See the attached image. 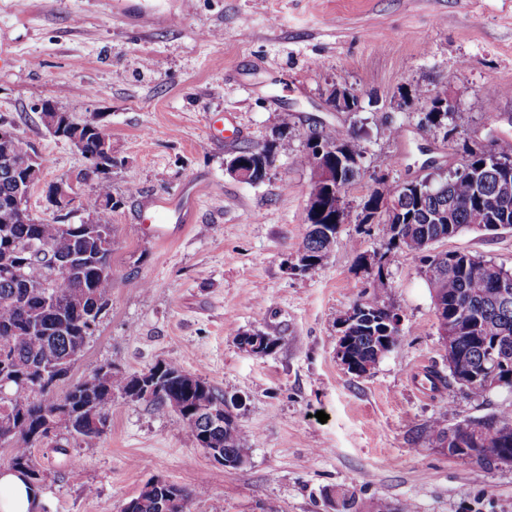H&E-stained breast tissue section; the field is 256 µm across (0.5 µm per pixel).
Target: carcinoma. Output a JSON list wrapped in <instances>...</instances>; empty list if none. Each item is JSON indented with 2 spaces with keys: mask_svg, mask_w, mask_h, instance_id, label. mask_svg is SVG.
I'll return each mask as SVG.
<instances>
[{
  "mask_svg": "<svg viewBox=\"0 0 512 512\" xmlns=\"http://www.w3.org/2000/svg\"><path fill=\"white\" fill-rule=\"evenodd\" d=\"M440 100L438 95L431 99L424 121L449 135L455 130L454 113L439 107ZM322 138L335 147L336 180L354 184L366 154L360 138L326 131ZM84 149L98 157L100 165L112 166V158L99 152L96 133L88 134ZM33 151L21 135L0 140V381L10 380L0 390V428L16 431L11 464L33 474L30 489L36 494L44 475L31 449L42 443L41 427L47 417L57 415L73 438L94 444L105 433L114 396L139 399V378L107 362L101 365L104 374L96 369L90 374L92 381L71 382L63 394L54 395L59 383L69 379L74 356L94 333L95 319L110 305L112 180L99 176L97 167L84 172L93 182L83 206L97 215L94 233L83 224H63L57 217H33L27 224H16L8 203L17 190L18 169ZM273 153L274 145L269 143L237 151L251 160L260 157L252 171L255 183L265 177ZM463 161L481 172V183L474 184L468 174L455 169L426 191L379 181L365 197L358 223L385 226L387 242L372 291L351 306L360 316L348 334L354 375L362 374L364 364H375L391 352L381 341L380 326L399 312L379 299L386 281L383 268L407 253L422 265L434 302L441 304L435 309L438 329L448 332V375L426 372L433 388L459 385L481 397L492 391L484 379L493 372L502 386L512 388V291L504 294L497 288L501 279L512 278V270L467 252H430L433 243L465 230L512 229V188L502 190L503 183H512V147L494 152L467 147ZM305 224L301 250L319 263L330 253L338 225L316 222L310 212ZM59 259L68 260L67 271H55ZM20 269L26 270L25 276H16ZM161 379L160 391L150 399L157 409L175 412L197 445L224 449L229 463L246 462L251 448L238 424H211L209 410L224 403L222 393L174 361L165 363ZM430 436L437 447H447L460 459L480 463L512 459V415L507 413L467 419L451 427L437 419Z\"/></svg>",
  "mask_w": 512,
  "mask_h": 512,
  "instance_id": "carcinoma-1",
  "label": "carcinoma"
}]
</instances>
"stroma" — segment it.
Masks as SVG:
<instances>
[{
	"label": "stroma",
	"instance_id": "stroma-1",
	"mask_svg": "<svg viewBox=\"0 0 512 512\" xmlns=\"http://www.w3.org/2000/svg\"><path fill=\"white\" fill-rule=\"evenodd\" d=\"M0 47V117L43 158L45 182L85 160L47 134L42 101L112 137V304L73 379L107 362L128 374L177 362L240 398L251 447L225 471L176 413L118 396L95 445L62 430L34 448L48 512H119L152 479L191 492L189 512H512V464L451 457L429 436L437 419L512 412V391L427 389L426 372L448 367L413 256L385 271L382 299L403 320L395 348L361 377L335 355L338 323L372 280L351 244L385 250L384 227L357 219L375 178L446 175L466 141L512 145V0H193L183 22L145 31L92 0H0ZM337 88L361 111L334 110ZM439 91L456 108L452 138L423 123ZM283 115L266 179L231 175L227 160L273 140ZM315 131L357 133L364 171L332 251L297 273L312 178L298 158ZM174 195L189 205L185 230L140 235L137 212ZM434 249L512 270V231L469 230ZM245 334L279 344L255 354Z\"/></svg>",
	"mask_w": 512,
	"mask_h": 512
}]
</instances>
